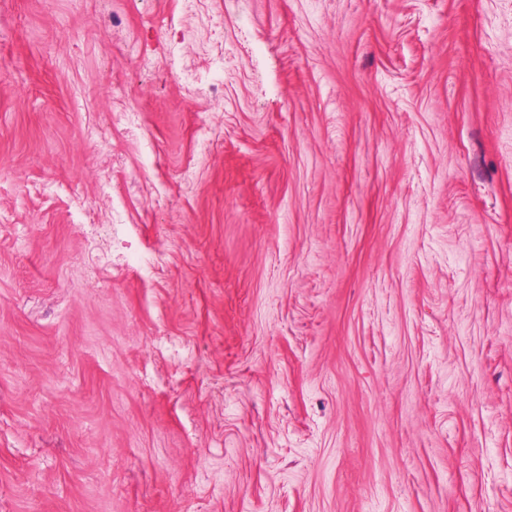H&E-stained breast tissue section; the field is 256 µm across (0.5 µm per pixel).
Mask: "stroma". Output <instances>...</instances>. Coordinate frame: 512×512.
<instances>
[{"instance_id":"1","label":"stroma","mask_w":512,"mask_h":512,"mask_svg":"<svg viewBox=\"0 0 512 512\" xmlns=\"http://www.w3.org/2000/svg\"><path fill=\"white\" fill-rule=\"evenodd\" d=\"M0 512H512V0H0Z\"/></svg>"}]
</instances>
